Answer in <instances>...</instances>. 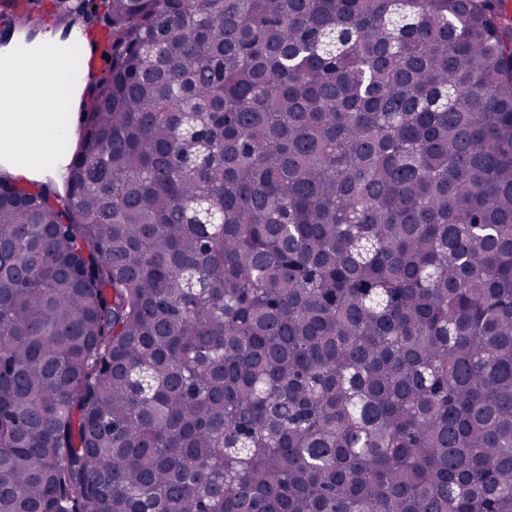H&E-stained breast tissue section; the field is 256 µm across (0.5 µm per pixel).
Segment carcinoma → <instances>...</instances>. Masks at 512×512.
I'll use <instances>...</instances> for the list:
<instances>
[{
    "mask_svg": "<svg viewBox=\"0 0 512 512\" xmlns=\"http://www.w3.org/2000/svg\"><path fill=\"white\" fill-rule=\"evenodd\" d=\"M104 3L0 175V512H512L503 0ZM76 41L80 43H87V47L82 56V60L79 66L74 70L73 75L77 79L85 78L88 80L96 76L99 71H102L105 68L106 58L100 49L97 50L96 47H93V42L89 39L85 32L80 34ZM53 71L56 74L51 78L55 84L46 82H31L15 97L22 96L20 102L12 110L13 101L5 105L0 113V150L21 151L29 158L27 171L42 164L46 153L57 164L64 163L54 150L66 129L64 123L65 104H69L81 91L76 90L73 84L66 79L64 69L56 58ZM51 98V112H40L38 107L47 98ZM14 99V100H15ZM13 112H10V111ZM5 135H7L5 137ZM6 147L4 148V145ZM66 171L58 166L36 169L26 177L47 185L54 191H63Z\"/></svg>",
    "mask_w": 512,
    "mask_h": 512,
    "instance_id": "obj_1",
    "label": "carcinoma"
}]
</instances>
